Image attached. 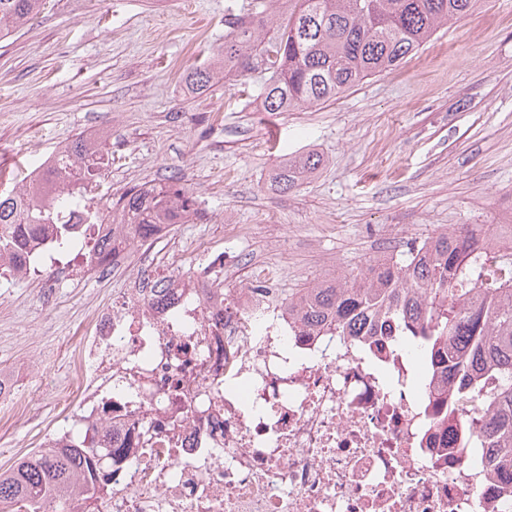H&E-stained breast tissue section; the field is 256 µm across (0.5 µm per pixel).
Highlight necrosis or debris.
Listing matches in <instances>:
<instances>
[{"instance_id": "4bbe7bcc", "label": "necrosis or debris", "mask_w": 512, "mask_h": 512, "mask_svg": "<svg viewBox=\"0 0 512 512\" xmlns=\"http://www.w3.org/2000/svg\"><path fill=\"white\" fill-rule=\"evenodd\" d=\"M67 220L112 246L124 277L94 317L80 411L59 435L120 449L98 512H512L467 424L483 406L438 386L435 364L387 336L310 329L282 304L276 266L246 282L205 247L196 269L165 271L173 225L154 226L131 271L130 225L86 208Z\"/></svg>"}]
</instances>
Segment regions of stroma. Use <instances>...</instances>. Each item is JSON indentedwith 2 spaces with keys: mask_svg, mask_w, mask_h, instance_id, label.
<instances>
[{
  "mask_svg": "<svg viewBox=\"0 0 512 512\" xmlns=\"http://www.w3.org/2000/svg\"><path fill=\"white\" fill-rule=\"evenodd\" d=\"M243 0H45L0 40V168L38 166L90 129L112 158L97 182L101 211L144 183L194 190L200 219L179 225L170 270L213 244L250 270L277 253L280 293L331 271L364 268L389 233L400 249L469 224L512 230V0H482L392 70L337 98L274 116L260 110L266 74L192 89L187 74L216 60L227 9ZM322 164L274 189L289 157ZM273 215L276 229L261 227ZM238 225L228 236L224 227ZM121 282L81 273L56 289L41 274L0 280V471L54 437L76 409L64 394L90 318Z\"/></svg>",
  "mask_w": 512,
  "mask_h": 512,
  "instance_id": "obj_1",
  "label": "stroma"
}]
</instances>
